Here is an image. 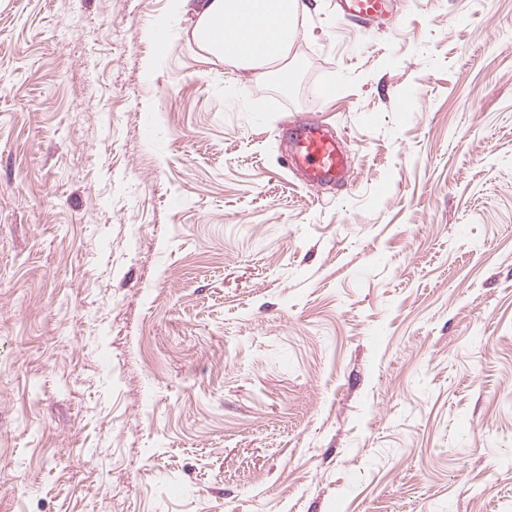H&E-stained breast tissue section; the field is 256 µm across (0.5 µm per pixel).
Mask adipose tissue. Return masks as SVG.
I'll use <instances>...</instances> for the list:
<instances>
[{"instance_id": "ef3b65f1", "label": "adipose tissue", "mask_w": 512, "mask_h": 512, "mask_svg": "<svg viewBox=\"0 0 512 512\" xmlns=\"http://www.w3.org/2000/svg\"><path fill=\"white\" fill-rule=\"evenodd\" d=\"M193 7V38L212 56L247 68L280 61L298 36L307 0H170L171 15L152 20L149 37L156 49L168 41L173 16Z\"/></svg>"}]
</instances>
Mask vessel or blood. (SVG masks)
Listing matches in <instances>:
<instances>
[{
	"label": "vessel or blood",
	"mask_w": 512,
	"mask_h": 512,
	"mask_svg": "<svg viewBox=\"0 0 512 512\" xmlns=\"http://www.w3.org/2000/svg\"><path fill=\"white\" fill-rule=\"evenodd\" d=\"M392 0H338L346 17L371 21L389 16ZM291 161L304 179L312 184L342 180L351 166L349 155L324 124L299 125L291 141Z\"/></svg>",
	"instance_id": "obj_1"
}]
</instances>
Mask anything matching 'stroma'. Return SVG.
Wrapping results in <instances>:
<instances>
[{"label":"stroma","instance_id":"obj_1","mask_svg":"<svg viewBox=\"0 0 512 512\" xmlns=\"http://www.w3.org/2000/svg\"><path fill=\"white\" fill-rule=\"evenodd\" d=\"M308 3L0 0V512H512V0ZM188 3L189 0H170L171 16L167 18L154 19L150 22L148 33L155 49L163 50L168 42L172 19L182 13ZM193 38L212 56L247 68L280 61L298 36L306 0H195ZM343 14L358 21L385 18L391 13L393 0H337ZM291 161L308 183L321 185L342 180L351 166L350 156L319 122L299 125L291 141Z\"/></svg>","mask_w":512,"mask_h":512}]
</instances>
